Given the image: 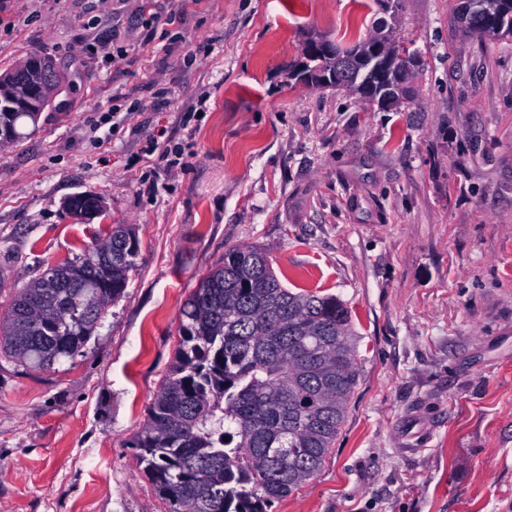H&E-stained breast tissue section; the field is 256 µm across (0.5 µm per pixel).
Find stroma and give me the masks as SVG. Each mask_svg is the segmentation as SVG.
<instances>
[{
  "label": "stroma",
  "instance_id": "35a3bbf8",
  "mask_svg": "<svg viewBox=\"0 0 512 512\" xmlns=\"http://www.w3.org/2000/svg\"><path fill=\"white\" fill-rule=\"evenodd\" d=\"M146 6L0 0V73L38 53L61 75L0 147V303L113 225L139 247L74 359H0V512H168L128 442L183 304L238 247L339 298L360 361L324 463L269 512H512V35L461 0H202L149 44ZM380 32L416 61L409 98L294 79L308 40ZM153 138L185 164L149 161ZM81 193L93 220L64 207Z\"/></svg>",
  "mask_w": 512,
  "mask_h": 512
}]
</instances>
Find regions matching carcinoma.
Returning a JSON list of instances; mask_svg holds the SVG:
<instances>
[{
    "instance_id": "obj_1",
    "label": "carcinoma",
    "mask_w": 512,
    "mask_h": 512,
    "mask_svg": "<svg viewBox=\"0 0 512 512\" xmlns=\"http://www.w3.org/2000/svg\"><path fill=\"white\" fill-rule=\"evenodd\" d=\"M466 0L478 32L512 33V0ZM297 78L330 85L335 68L306 44ZM392 75L367 66L349 87L386 102ZM29 112H0L15 143ZM98 196L70 198L79 219ZM137 241L125 224L94 248L51 265L0 312V357L51 369L79 354L127 285ZM360 378L354 330L339 299L284 287L268 257L235 248L184 303L179 342L147 421L130 445L170 512H267L312 478L336 440Z\"/></svg>"
}]
</instances>
